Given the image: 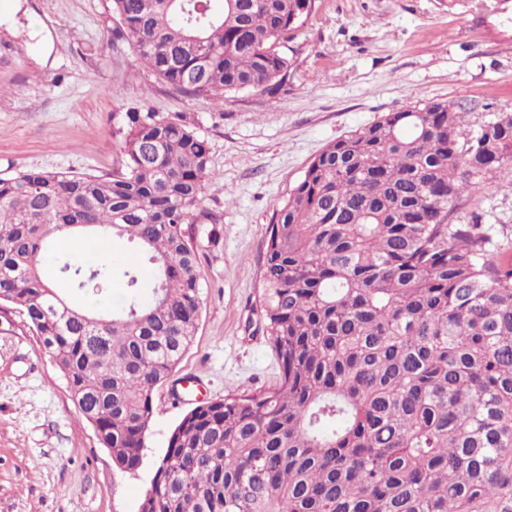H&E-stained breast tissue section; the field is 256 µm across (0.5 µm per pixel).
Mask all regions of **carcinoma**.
I'll list each match as a JSON object with an SVG mask.
<instances>
[{
  "instance_id": "1",
  "label": "carcinoma",
  "mask_w": 512,
  "mask_h": 512,
  "mask_svg": "<svg viewBox=\"0 0 512 512\" xmlns=\"http://www.w3.org/2000/svg\"><path fill=\"white\" fill-rule=\"evenodd\" d=\"M112 0L137 60L215 102L274 94L280 50L316 0ZM110 177L26 170L0 178V302L54 359L81 420L124 472L142 463L153 393L191 346L202 283L194 224L210 149L187 116L123 115ZM512 165V113L471 125L446 101L388 112L329 143L273 213L262 279L275 387L187 412L139 512H512V262L472 214L470 189ZM124 239L150 266L65 261L59 235Z\"/></svg>"
}]
</instances>
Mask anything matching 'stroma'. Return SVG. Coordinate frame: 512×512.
Returning a JSON list of instances; mask_svg holds the SVG:
<instances>
[{
  "instance_id": "35a3bbf8",
  "label": "stroma",
  "mask_w": 512,
  "mask_h": 512,
  "mask_svg": "<svg viewBox=\"0 0 512 512\" xmlns=\"http://www.w3.org/2000/svg\"><path fill=\"white\" fill-rule=\"evenodd\" d=\"M281 50L292 62L273 96L223 104L180 93L142 66L111 0H0V177L37 169L112 174L129 109L182 113L210 147L202 206L221 215L195 238L203 305L175 375H201L198 399L275 384L263 333L262 266L274 210L330 142L382 115L445 101L482 122L512 112V0H316ZM512 233V169L469 191L471 213ZM191 402L154 391L140 467L112 463L82 421L52 357L0 304V512H138L167 439Z\"/></svg>"
}]
</instances>
